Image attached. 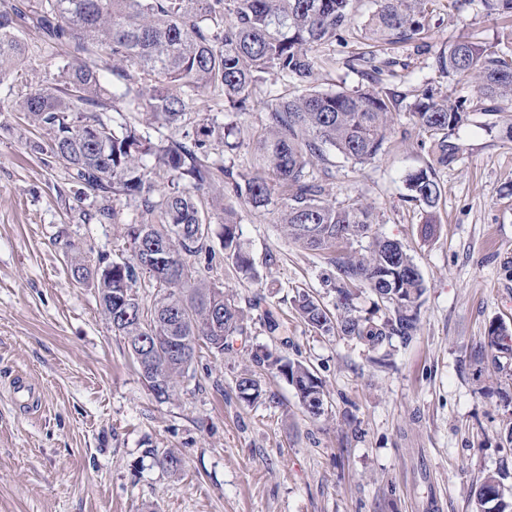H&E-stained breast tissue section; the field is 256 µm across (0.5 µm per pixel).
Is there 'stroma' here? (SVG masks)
<instances>
[{"label":"stroma","mask_w":512,"mask_h":512,"mask_svg":"<svg viewBox=\"0 0 512 512\" xmlns=\"http://www.w3.org/2000/svg\"><path fill=\"white\" fill-rule=\"evenodd\" d=\"M377 7L353 0L343 42L314 50L313 85H372L394 97L385 149L365 166L332 151L310 164L326 168L330 199L372 206V235L359 248L386 237L412 256L425 283L418 335L374 350L312 330L295 317L293 298L305 290L334 309L326 255L283 236L281 196L255 208L228 193L224 205L240 218L255 278L225 259L218 218L207 242L213 263H188L247 308L245 332L223 355L199 351L168 400L143 382L95 288L71 276L64 242L115 261L130 255L131 244L124 224L81 223L66 168L32 151L48 135L14 111L16 95L46 87L49 66L69 49L42 44L31 25L21 28L29 45L23 72L0 76V512H424L431 496L436 512H481L474 490L483 473H512V353L474 358L491 320L512 325V140L489 131L480 111L459 128L466 151L436 171L439 230L431 239L421 235L425 207L404 185L432 161L409 111L417 91L429 85L452 100L475 95L471 80L438 70L436 55L462 36L511 53L512 18L488 14L480 0L461 8L429 0L423 39L387 45L367 38ZM369 53L386 64L374 80L353 61ZM293 87L288 79L261 86L249 112L225 111L220 96L197 97L191 124L209 118L241 130L237 150L208 142L209 160L252 170L260 103ZM257 296L260 307L250 308ZM270 313L287 322L274 336L265 327ZM260 350L310 367L324 384L321 415L308 414L281 375L255 365ZM247 370L264 393L255 404L236 389ZM18 374L41 393L33 413H21L8 391ZM166 452L181 459L178 471L160 465Z\"/></svg>","instance_id":"1"}]
</instances>
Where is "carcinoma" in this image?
<instances>
[{
    "instance_id": "cac0c4a2",
    "label": "carcinoma",
    "mask_w": 512,
    "mask_h": 512,
    "mask_svg": "<svg viewBox=\"0 0 512 512\" xmlns=\"http://www.w3.org/2000/svg\"><path fill=\"white\" fill-rule=\"evenodd\" d=\"M33 27L41 40L67 45L72 58L56 65L48 86L21 94L17 110L29 124L49 131V140L34 150L49 154L68 170L79 219L85 223L116 224L121 210L116 201L136 203L140 218L127 224L129 258L92 262L71 257L79 283L96 288L102 312L112 321V309L122 297L134 303L138 315L112 327L134 350L141 337L152 344L154 383L148 388L159 399L176 394L199 344L224 354L233 336L244 333V311L233 296L209 286L189 270L185 257L207 251L211 212L224 214V253L242 276L255 275L239 242L235 213L215 197L213 211L199 206L191 190L200 191L223 180L224 187L253 207L271 202L272 186L255 173L235 171L202 159L205 141L183 137L153 140L128 120L117 122L110 113L146 112L167 127L185 120L190 101L205 93L224 97L234 112L253 107L258 86L288 77L298 84L311 81L315 47L340 38L350 21L352 0H35ZM429 0H380L368 29L387 44L408 42L424 31ZM499 16H512V0H481ZM29 4L0 11V73L10 71L25 55L15 18ZM112 59V81L100 73L101 55ZM448 75L470 74L483 112L495 116L512 105V55L468 37L459 38L448 54L437 57ZM394 100L373 90L322 91L307 88L298 95H279L264 101V135L256 144L259 168L271 173L286 196L279 224L294 245L329 255L335 275L328 279L336 296L331 314L313 295L298 293L295 311L307 326L322 334L337 333L364 340L373 348L397 337L408 343L420 330L418 300L424 293L417 265L397 240L378 238L362 253L354 241L374 224L371 206L352 200L327 199L323 177L309 169L308 159H325L328 145L353 162L375 160L388 140ZM469 99H440L430 88L416 95L415 123L429 135L433 164L406 175L410 198L433 209L441 190L436 167L456 164L465 152L456 130L470 121ZM199 133L221 141L233 151L236 129L204 123ZM168 174L161 189L153 170ZM147 276L159 285L150 307L136 288ZM375 297L387 314L363 315L354 305L362 290ZM220 313L224 329L208 331L211 311ZM512 329L501 320L489 323L484 351L508 349ZM259 366L277 371L294 386L308 413L323 412V384L300 362L254 355ZM239 398L253 403L261 386L246 371L236 380ZM506 474L486 473L480 480V505L494 504L509 512L505 500Z\"/></svg>"
}]
</instances>
